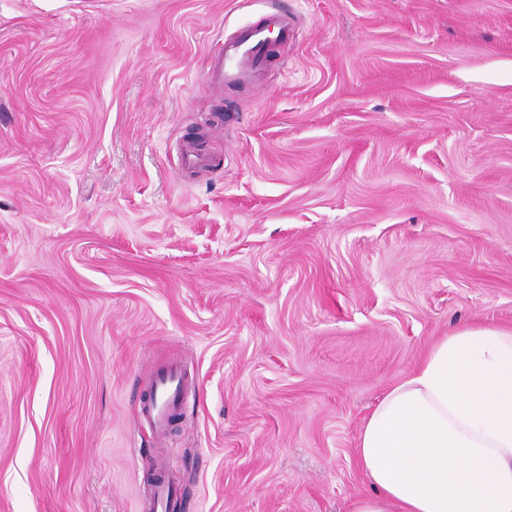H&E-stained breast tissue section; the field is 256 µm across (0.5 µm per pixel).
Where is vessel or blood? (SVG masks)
<instances>
[{
  "mask_svg": "<svg viewBox=\"0 0 512 512\" xmlns=\"http://www.w3.org/2000/svg\"><path fill=\"white\" fill-rule=\"evenodd\" d=\"M287 29L286 16L269 14L243 29L234 39L225 42L222 55L210 67V78L219 84L238 85L256 78L267 60V31L272 26ZM152 397L145 405L150 428L157 436H165L171 409L179 401L184 384L176 367L168 366L156 374Z\"/></svg>",
  "mask_w": 512,
  "mask_h": 512,
  "instance_id": "obj_1",
  "label": "vessel or blood"
}]
</instances>
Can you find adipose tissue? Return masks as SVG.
Wrapping results in <instances>:
<instances>
[{
	"label": "adipose tissue",
	"mask_w": 512,
	"mask_h": 512,
	"mask_svg": "<svg viewBox=\"0 0 512 512\" xmlns=\"http://www.w3.org/2000/svg\"><path fill=\"white\" fill-rule=\"evenodd\" d=\"M349 512H512V328L436 341L372 409Z\"/></svg>",
	"instance_id": "ef3b65f1"
}]
</instances>
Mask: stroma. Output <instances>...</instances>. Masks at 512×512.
I'll return each instance as SVG.
<instances>
[{"label":"stroma","mask_w":512,"mask_h":512,"mask_svg":"<svg viewBox=\"0 0 512 512\" xmlns=\"http://www.w3.org/2000/svg\"><path fill=\"white\" fill-rule=\"evenodd\" d=\"M473 323L512 327V0H0V512H348ZM275 25L288 34L286 16L268 14L234 39L224 41L223 54L210 67V79L219 84L238 85L256 78L267 60L266 32ZM151 401L145 405V415L150 428L158 437L166 434L171 409L184 390L182 375L175 366H167L156 374L152 384Z\"/></svg>","instance_id":"35a3bbf8"}]
</instances>
